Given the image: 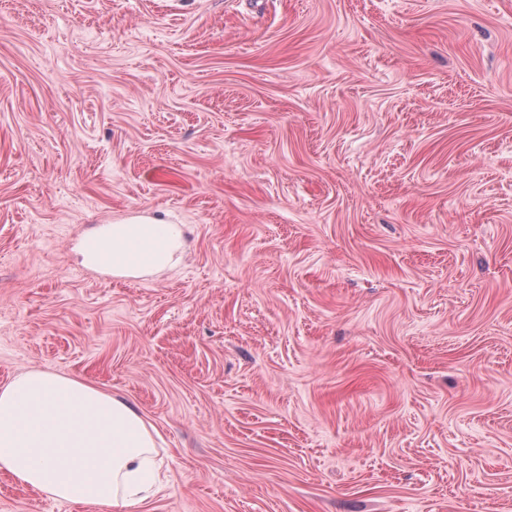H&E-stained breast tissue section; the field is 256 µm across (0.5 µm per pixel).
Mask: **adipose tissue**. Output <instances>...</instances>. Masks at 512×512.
Returning a JSON list of instances; mask_svg holds the SVG:
<instances>
[{"instance_id": "obj_1", "label": "adipose tissue", "mask_w": 512, "mask_h": 512, "mask_svg": "<svg viewBox=\"0 0 512 512\" xmlns=\"http://www.w3.org/2000/svg\"><path fill=\"white\" fill-rule=\"evenodd\" d=\"M183 247L178 226L138 216L87 235L80 255L136 278L174 266ZM158 436L134 403L86 380L33 369L0 386V472L53 500L134 512L164 495Z\"/></svg>"}]
</instances>
